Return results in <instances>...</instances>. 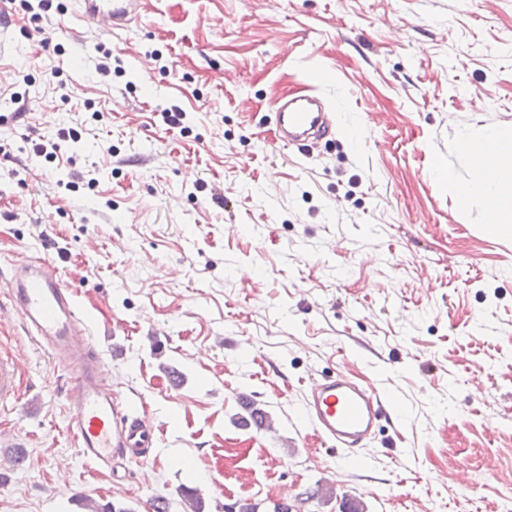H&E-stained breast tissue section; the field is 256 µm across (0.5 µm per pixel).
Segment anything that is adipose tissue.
<instances>
[{
  "label": "adipose tissue",
  "mask_w": 512,
  "mask_h": 512,
  "mask_svg": "<svg viewBox=\"0 0 512 512\" xmlns=\"http://www.w3.org/2000/svg\"><path fill=\"white\" fill-rule=\"evenodd\" d=\"M465 152L478 158L481 179L471 186L459 189L460 202L472 195H480L484 202L486 221L498 232L512 235V189H505L503 177H512V136L488 132L480 138H465Z\"/></svg>",
  "instance_id": "1"
}]
</instances>
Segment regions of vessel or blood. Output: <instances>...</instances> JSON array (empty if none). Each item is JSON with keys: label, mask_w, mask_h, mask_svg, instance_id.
Here are the masks:
<instances>
[{"label": "vessel or blood", "mask_w": 512, "mask_h": 512, "mask_svg": "<svg viewBox=\"0 0 512 512\" xmlns=\"http://www.w3.org/2000/svg\"><path fill=\"white\" fill-rule=\"evenodd\" d=\"M78 19L101 29L123 28L141 17L142 0H79ZM275 123L284 145L303 149L310 140L329 138L333 126L317 96L278 100ZM9 300L23 329L71 374L68 399L76 407L68 423L81 459L111 477L118 461L141 464L158 445V428L145 409L107 390L105 364L96 351L92 329L76 292L55 264L42 257H19L7 276ZM17 357L0 355V405L21 395ZM304 414L319 439L356 454L380 424L397 420V404L383 392L359 384L343 373L309 382Z\"/></svg>", "instance_id": "1"}]
</instances>
